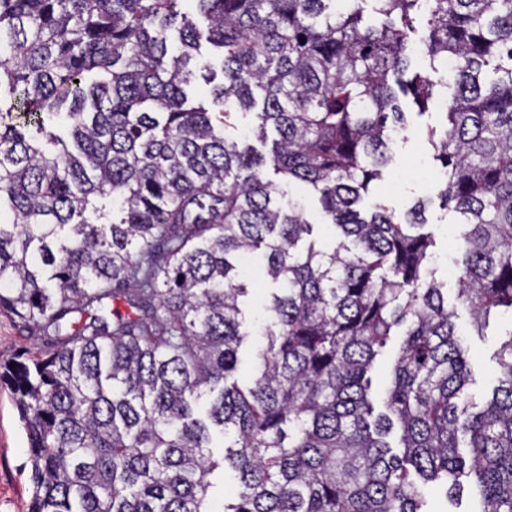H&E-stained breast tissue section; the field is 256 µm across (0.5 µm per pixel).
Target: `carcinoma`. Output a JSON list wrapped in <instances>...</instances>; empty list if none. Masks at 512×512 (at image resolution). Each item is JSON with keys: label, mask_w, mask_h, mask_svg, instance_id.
I'll return each mask as SVG.
<instances>
[{"label": "carcinoma", "mask_w": 512, "mask_h": 512, "mask_svg": "<svg viewBox=\"0 0 512 512\" xmlns=\"http://www.w3.org/2000/svg\"><path fill=\"white\" fill-rule=\"evenodd\" d=\"M0 0V312L38 356L4 364L31 451L30 512H428L424 488L512 512V0ZM426 13L427 68L407 46ZM208 104H193L191 62ZM455 88L429 141L458 215L459 296L508 318L491 396L431 268L426 203L359 208L401 98ZM235 103L256 139L230 132ZM306 186L340 231L311 241ZM277 285L247 383L239 259ZM404 340L383 410L367 373ZM400 432L402 454L388 438ZM268 177L273 179L279 188L287 191L288 196L298 200L304 206L309 219L315 224L313 238L322 248L331 249L338 241V236L330 225L321 224L323 221L316 197L304 186L294 183L288 184L278 176L273 175L272 171L269 172Z\"/></svg>", "instance_id": "obj_1"}]
</instances>
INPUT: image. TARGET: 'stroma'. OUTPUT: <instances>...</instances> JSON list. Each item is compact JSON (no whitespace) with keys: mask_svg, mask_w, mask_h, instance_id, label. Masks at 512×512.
<instances>
[{"mask_svg":"<svg viewBox=\"0 0 512 512\" xmlns=\"http://www.w3.org/2000/svg\"><path fill=\"white\" fill-rule=\"evenodd\" d=\"M451 94V89H439L422 109L414 104L412 98L403 99L406 127L396 134L391 145L392 160L384 179L371 185L362 207L368 211L374 204L381 203L400 217L415 201L428 200L425 230L434 239L436 277L444 284L448 306L455 310L456 322L468 345L469 391L475 400L480 401L490 394L498 374L496 352L502 342L503 323L493 319L483 332H474L469 309L457 298L454 262L459 256V245L451 232L457 217L454 212L442 209L436 200L440 187L437 175L441 166L434 158L428 135L430 129L440 126L441 114ZM278 186L304 206L314 225L313 237L317 243L322 248H332L338 237L331 226L323 224L315 196L299 184L282 180ZM264 263L265 258L259 251L247 254L242 262L241 280L247 292L241 297L240 306L249 335L239 354L236 378L241 383L247 382L255 372V350L259 338L253 330L266 318L264 306L272 289L262 274ZM30 475L28 438L19 409L10 387L0 382V512H29L32 495Z\"/></svg>","mask_w":512,"mask_h":512,"instance_id":"1","label":"stroma"}]
</instances>
